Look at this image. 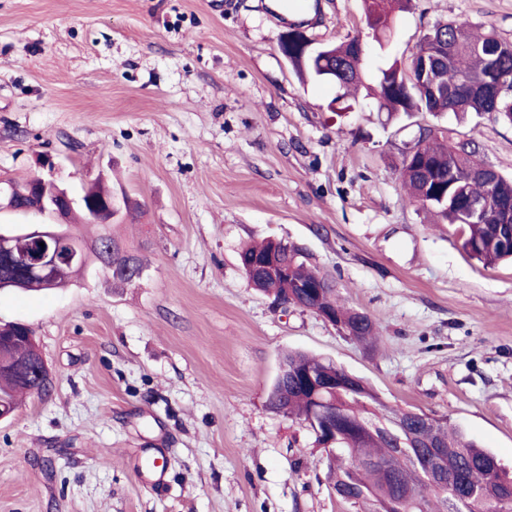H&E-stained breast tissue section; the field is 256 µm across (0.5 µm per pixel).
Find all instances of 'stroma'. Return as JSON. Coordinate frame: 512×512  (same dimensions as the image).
<instances>
[{"mask_svg":"<svg viewBox=\"0 0 512 512\" xmlns=\"http://www.w3.org/2000/svg\"><path fill=\"white\" fill-rule=\"evenodd\" d=\"M274 5L0 0V180L40 175L44 154L73 192L105 178L134 209L71 230L116 234L146 266L125 288L93 259L68 287L0 292V323L30 326L52 377L0 422V512H355L310 426L266 406L295 351L361 378L381 416H447L512 468V263L483 268L399 185L427 125L512 177V124L332 110L336 86L281 54ZM440 20L512 43V0H410L382 43L362 0L300 18L317 44L362 37L370 78ZM269 238L335 280L376 350L249 285L238 252ZM157 452L150 487L137 469Z\"/></svg>","mask_w":512,"mask_h":512,"instance_id":"obj_1","label":"stroma"}]
</instances>
